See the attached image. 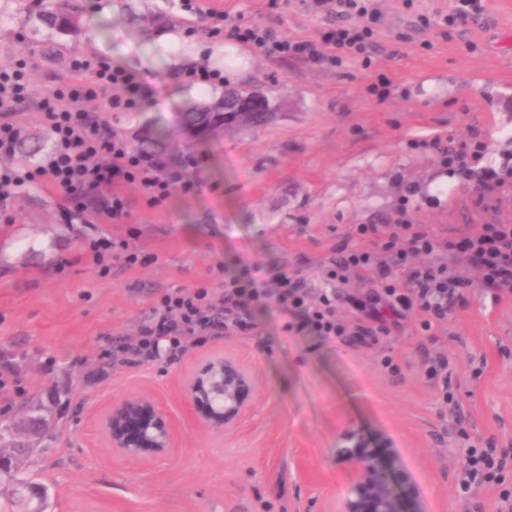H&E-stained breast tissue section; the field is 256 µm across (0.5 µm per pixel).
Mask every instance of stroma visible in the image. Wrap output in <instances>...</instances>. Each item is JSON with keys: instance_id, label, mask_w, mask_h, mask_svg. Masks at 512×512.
Listing matches in <instances>:
<instances>
[{"instance_id": "35a3bbf8", "label": "stroma", "mask_w": 512, "mask_h": 512, "mask_svg": "<svg viewBox=\"0 0 512 512\" xmlns=\"http://www.w3.org/2000/svg\"><path fill=\"white\" fill-rule=\"evenodd\" d=\"M80 3L84 29L58 35L63 58L42 61L47 29L22 27L12 0H0V61L29 65L25 137L37 155L49 150L38 104L56 79L69 77L75 55L119 60L154 93L140 111L109 113L112 127L133 149L176 162L201 158L202 188L174 193L159 210L128 190L138 230L130 247L154 261L131 268L116 261L105 277L84 249L104 232L124 237L125 225L66 218L57 194L37 186L20 188L0 208L12 217L0 223V365L18 378L0 398V419L22 415L36 392L59 390L55 433L19 469L46 486L47 512H343L356 469L341 450L353 433L394 463L421 512H496L497 489L468 498L456 489L460 430L512 448V295H494L477 273L435 330L436 350L452 360L454 408L419 374L429 343L412 317L366 346L286 333L277 312L258 308L250 333L173 363L113 366L103 351L112 338L136 334L156 291L197 287L218 259L299 267L320 288L323 262L355 225L394 223L402 208L447 239L473 224H512L511 183L478 203V175L417 145L433 134L457 142L475 131L487 145L482 167L512 166V0H482L483 13L464 25L442 21L453 0H378L371 48L336 67L304 55L268 57L213 36L179 0ZM309 3L198 0L200 10L318 42L336 20ZM148 12L173 18L181 43L146 35L134 18ZM227 44L239 62L234 85L281 87L285 105L263 127L190 139L180 112L223 88L184 74ZM225 349L256 379L252 408L231 432L192 422L180 386L183 373ZM386 356L399 373L382 368ZM138 390L180 423L176 452L157 465L114 456L89 420L100 402Z\"/></svg>"}]
</instances>
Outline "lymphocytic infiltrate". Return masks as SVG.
Wrapping results in <instances>:
<instances>
[{"instance_id": "lymphocytic-infiltrate-1", "label": "lymphocytic infiltrate", "mask_w": 512, "mask_h": 512, "mask_svg": "<svg viewBox=\"0 0 512 512\" xmlns=\"http://www.w3.org/2000/svg\"><path fill=\"white\" fill-rule=\"evenodd\" d=\"M336 14L357 17L358 22L320 43L282 39L269 29L242 25L223 11L212 10L208 16L216 28L227 29L231 37L263 55L305 54L336 66L365 52L374 34L377 8L371 0H336ZM71 70L72 78L57 81L40 104L52 139L50 151L34 166L0 168V204L24 185L34 184L55 191L61 210L70 217L80 218L91 210L97 217L126 225L125 238L104 234L89 242L90 259L105 276L113 261L129 267L149 261L128 244L136 230L130 225L126 188H134L147 208L160 209L174 191L193 194L201 182L187 175L195 166L193 159L173 166L159 154L132 150L101 114L76 107L80 101L99 100L110 112L138 111L151 94L142 76L106 60L82 56L72 61ZM29 100L23 65L1 66V157L15 152L24 130L20 116ZM356 233L369 241V248L337 246L324 263L325 281L346 285L353 274H371L377 302L399 317L414 314L423 331L444 322L462 300L463 288L470 285L454 267L438 261V253L463 255L496 293L512 294V224H480L450 241L438 237L429 225L405 218L394 224H360ZM210 274L218 281L220 294L205 285L158 293L149 319L136 336L113 342L109 354L114 362L147 366L163 358L178 359L214 337L253 329L254 309L268 305L283 317L285 332L304 333L324 342L364 343L381 330L378 316L368 313L362 300L356 303L360 315L354 321L339 318L335 294L309 287L297 269L242 263L232 271L220 260ZM475 487L497 488V512H512V451L497 448L491 440L482 446L468 445L459 489L466 494Z\"/></svg>"}]
</instances>
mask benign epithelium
<instances>
[{
    "label": "benign epithelium",
    "instance_id": "7a95c632",
    "mask_svg": "<svg viewBox=\"0 0 512 512\" xmlns=\"http://www.w3.org/2000/svg\"><path fill=\"white\" fill-rule=\"evenodd\" d=\"M280 105H269L265 96H251L224 104L223 124L202 131L188 129L193 139L208 138L215 129L238 127L253 123V113L273 116ZM186 400L196 422L206 426L234 429L246 416L255 377L250 367L237 357L215 352L184 373L182 377ZM95 433L118 456L154 463L178 447V425L148 392L136 391L120 400L100 405L92 417ZM18 435L27 447L37 446L40 433L22 416L17 421ZM352 448L343 453L352 456L358 477L349 489L345 512H418L415 498L408 488L396 489L395 466L383 464L367 448L364 440L353 434Z\"/></svg>",
    "mask_w": 512,
    "mask_h": 512
}]
</instances>
